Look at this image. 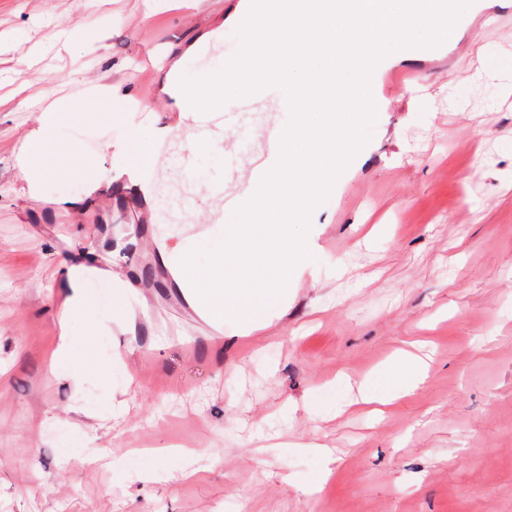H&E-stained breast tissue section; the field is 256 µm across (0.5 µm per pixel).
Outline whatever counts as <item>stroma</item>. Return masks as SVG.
<instances>
[{
	"label": "stroma",
	"mask_w": 512,
	"mask_h": 512,
	"mask_svg": "<svg viewBox=\"0 0 512 512\" xmlns=\"http://www.w3.org/2000/svg\"><path fill=\"white\" fill-rule=\"evenodd\" d=\"M245 2L0 0V512H512V30L390 56L402 86L311 212L319 256L249 343L189 359L159 336L134 374L103 348L126 290L60 324L58 270L97 276L127 244L114 186L152 129L28 198L30 130L98 94L177 111L175 76L213 31L236 51ZM91 332V351L62 350ZM406 352L424 381L373 416L362 383ZM280 442L331 450L320 490Z\"/></svg>",
	"instance_id": "35a3bbf8"
}]
</instances>
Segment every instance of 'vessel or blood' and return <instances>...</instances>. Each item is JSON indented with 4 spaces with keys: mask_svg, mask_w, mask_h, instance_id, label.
<instances>
[{
    "mask_svg": "<svg viewBox=\"0 0 512 512\" xmlns=\"http://www.w3.org/2000/svg\"><path fill=\"white\" fill-rule=\"evenodd\" d=\"M223 54V37L199 46L193 54L196 77L215 74ZM288 113L284 90L269 86L205 112L185 105L172 114L146 108L137 114L139 122L156 129L149 161L130 169L140 194L138 219L147 224L164 257L161 273L176 303L194 318L197 336L182 347L187 355L200 353L199 334L223 336L224 317L199 297L181 261L192 249L224 239L235 210L251 199L277 163ZM203 152L219 158L221 178L202 176L198 161ZM150 332L140 321L114 322L115 357L125 356L132 338Z\"/></svg>",
    "mask_w": 512,
    "mask_h": 512,
    "instance_id": "obj_1",
    "label": "vessel or blood"
}]
</instances>
